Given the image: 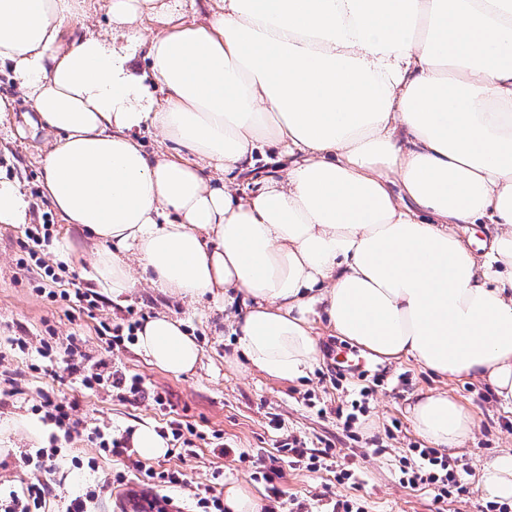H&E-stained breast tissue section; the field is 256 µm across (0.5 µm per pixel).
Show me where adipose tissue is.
<instances>
[{
  "label": "adipose tissue",
  "mask_w": 512,
  "mask_h": 512,
  "mask_svg": "<svg viewBox=\"0 0 512 512\" xmlns=\"http://www.w3.org/2000/svg\"><path fill=\"white\" fill-rule=\"evenodd\" d=\"M0 0V70L43 131V194L91 244L113 299L163 294L239 306L237 368L289 381L320 332L383 362L488 385L512 404V0ZM157 29L143 33L144 21ZM153 127L189 152L147 153ZM270 147L286 169L238 178ZM31 200L0 171V224ZM483 225L476 254L459 233ZM151 363L192 372L201 349L159 313L137 332ZM416 434L462 447L474 413L412 395ZM478 489L512 500V453Z\"/></svg>",
  "instance_id": "adipose-tissue-1"
}]
</instances>
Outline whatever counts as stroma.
I'll use <instances>...</instances> for the list:
<instances>
[{"mask_svg": "<svg viewBox=\"0 0 512 512\" xmlns=\"http://www.w3.org/2000/svg\"><path fill=\"white\" fill-rule=\"evenodd\" d=\"M2 141L9 151L0 152V165L11 164L31 195L33 223L52 225V242L42 257L51 266H64L66 273L53 284L51 293L37 291L19 265L25 225L0 224V486L21 488L44 479V472L24 465L21 457L47 444L48 428L37 408L48 396L72 405L79 423L77 431L62 443L55 477L67 495L89 484L109 483L111 489L98 512H124L147 493L168 498L174 512H189L192 494L200 484L221 491L231 483L245 482L267 491V484L253 476V457H277L279 445L295 438L312 450L336 448L356 480L340 484L334 474L323 470L313 473L283 467L278 481L282 495L269 499L271 512H324L325 503L334 499L358 502L367 512H479L485 505V498L471 490L441 502L434 489L401 483L400 461L409 449L425 445L406 411L410 396L445 391L477 419L473 439L453 453L466 468L467 485H474L486 458L512 449V406L500 404L490 388L441 378L410 360L380 362L334 336L320 337L319 364L296 380L240 371L229 363L235 338L224 311L212 300L183 303L141 281L118 304L103 288L93 287L89 258L62 264L63 238L80 247L85 240L78 226L61 224L41 196L39 156L44 137L19 136L15 121L8 120L0 123ZM76 286L94 288L96 307L59 299V292ZM162 312L184 320L203 352L201 363L189 374L176 377L151 365L138 354L133 341L108 348L101 335L102 324L124 327ZM71 336L80 339L89 358H102L125 373L140 375L166 395L168 405L129 401L104 386L86 389L62 354L51 371L40 370L37 350L41 340L54 338L62 350ZM360 370L379 381L366 397L361 396L363 383L356 377ZM359 403L364 406L363 414L352 428H345L342 414L351 413ZM173 421L199 432L194 453L183 459L166 454L150 459L148 465L158 471L180 469L185 475L180 487L147 489L139 482L138 453L102 454L89 438L96 427L120 438L142 423L165 432ZM76 456L96 458L97 470L75 469L71 460ZM119 474L124 477L120 483L115 480Z\"/></svg>", "mask_w": 512, "mask_h": 512, "instance_id": "obj_1", "label": "stroma"}]
</instances>
